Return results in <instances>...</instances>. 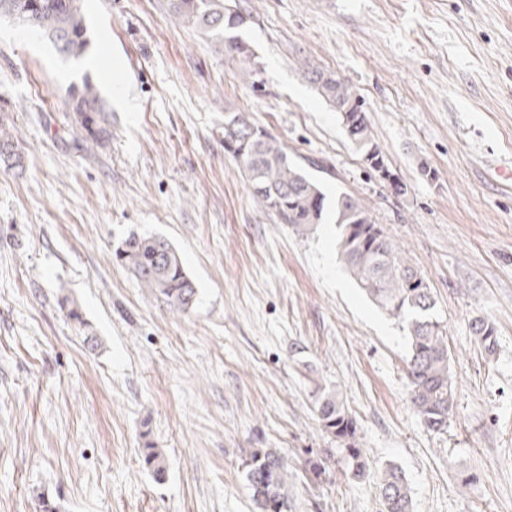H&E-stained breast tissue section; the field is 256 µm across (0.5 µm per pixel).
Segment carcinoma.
Returning a JSON list of instances; mask_svg holds the SVG:
<instances>
[{
    "instance_id": "cac0c4a2",
    "label": "carcinoma",
    "mask_w": 512,
    "mask_h": 512,
    "mask_svg": "<svg viewBox=\"0 0 512 512\" xmlns=\"http://www.w3.org/2000/svg\"><path fill=\"white\" fill-rule=\"evenodd\" d=\"M170 8L182 24L204 32L214 51L231 57L245 80L256 79L260 68L254 52L240 30L250 14L238 0H169ZM22 15L20 24L38 28L67 58L78 59L88 45L84 0H0V16ZM302 76L336 112L341 125L368 168L383 180L392 173L385 155L372 134L364 104L352 83L325 72L310 60H303ZM77 122L95 139L106 137L102 126L103 107L90 83L69 90ZM13 151L0 165L21 168L15 136L0 120V149ZM224 152L244 173L252 197L279 224H288L306 235L327 217L334 216L339 229L337 249L340 261L357 286L380 310L403 324L408 342L406 360L407 399L427 429L443 434L455 413L454 380L447 327L435 314L436 300L425 274L414 266L373 218L365 201L343 189L328 199L321 181L288 156L284 145L270 133L256 127L244 112L225 111ZM113 261L132 273L140 287L162 299L179 312L190 311L198 289L189 277L183 260L164 236L135 232L120 242ZM66 317L83 335L92 351L100 340L85 319L80 306L67 296L60 300ZM475 347L487 360L497 354V331L489 320L478 317L471 323ZM321 430L336 440L344 474L362 478L367 460L359 446L358 422L342 393L323 389L313 403ZM141 463L154 478L165 475L167 463L152 441L141 448ZM327 460L310 457L303 470L315 484L326 473ZM245 479L258 512H288V463L270 448H256L245 463ZM383 512H412L410 488L404 472L387 465L376 474Z\"/></svg>"
}]
</instances>
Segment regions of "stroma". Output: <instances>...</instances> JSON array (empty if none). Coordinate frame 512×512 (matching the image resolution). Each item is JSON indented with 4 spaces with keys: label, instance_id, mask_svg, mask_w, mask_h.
<instances>
[{
    "label": "stroma",
    "instance_id": "35a3bbf8",
    "mask_svg": "<svg viewBox=\"0 0 512 512\" xmlns=\"http://www.w3.org/2000/svg\"><path fill=\"white\" fill-rule=\"evenodd\" d=\"M240 4L256 86L168 0H84L78 59L0 22V116L24 157L0 166V512H33L43 491L64 512H256L243 475L255 448L329 456L322 483L289 476L291 512H381L388 464L413 512H512V185L485 168L512 160V0ZM306 58L352 83L394 182L369 173L303 79ZM86 82L106 108L101 143L68 96ZM228 109L325 161L328 197H361L424 272L453 354L446 433L411 409L404 332L343 268L336 225L301 237L253 199L224 151ZM132 231L179 251L191 312L113 264ZM478 317L496 327L494 360L471 342ZM325 387L358 421L363 478H345L315 421ZM148 439L167 460L160 482L141 464ZM61 309L66 313V317L75 325L77 330L83 335L84 343L91 351H96L100 347V340L94 332L92 326L85 319L80 306L67 296L60 300Z\"/></svg>",
    "mask_w": 512,
    "mask_h": 512
}]
</instances>
